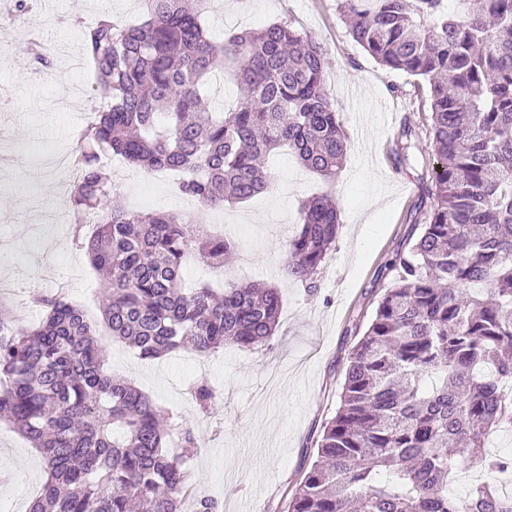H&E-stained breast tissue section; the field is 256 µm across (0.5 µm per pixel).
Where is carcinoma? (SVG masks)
Masks as SVG:
<instances>
[{
  "label": "carcinoma",
  "mask_w": 512,
  "mask_h": 512,
  "mask_svg": "<svg viewBox=\"0 0 512 512\" xmlns=\"http://www.w3.org/2000/svg\"><path fill=\"white\" fill-rule=\"evenodd\" d=\"M210 0H142L135 25L102 21L84 33L100 104L75 151L70 203L96 220L86 244L106 275L102 321L144 360L226 344L260 349L279 325L278 289H187L195 251L216 272L233 242L183 214L122 206L101 155L182 174L179 192L222 209L266 192L261 160L283 147L310 172L336 175L348 147L324 92L321 46L290 23L222 43L202 16ZM345 0L353 40L381 65L428 85L436 159L415 242L353 347L336 415L288 512H512L496 483L448 496V476L471 460L488 472L512 458L486 453L512 427V0ZM225 74L237 105L211 112L209 79ZM286 273L307 291L334 250L339 223L327 194L304 202ZM35 326L0 312V420L39 449L48 477L30 512H184L192 427L166 424L141 389L105 370L96 326L62 294H38ZM210 414L219 396L192 387Z\"/></svg>",
  "instance_id": "cac0c4a2"
}]
</instances>
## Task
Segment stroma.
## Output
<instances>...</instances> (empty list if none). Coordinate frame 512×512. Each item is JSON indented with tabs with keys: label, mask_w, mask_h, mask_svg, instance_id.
I'll return each mask as SVG.
<instances>
[{
	"label": "stroma",
	"mask_w": 512,
	"mask_h": 512,
	"mask_svg": "<svg viewBox=\"0 0 512 512\" xmlns=\"http://www.w3.org/2000/svg\"><path fill=\"white\" fill-rule=\"evenodd\" d=\"M343 0H211L204 14L218 41L244 30L286 22L313 36L325 59V93L349 137L331 182L286 154L267 160L275 170L270 192L249 202L201 212L179 195L171 174L155 175L118 161L112 179L121 204L141 211L184 213L235 241L223 275L188 261V284L261 281L280 288L282 316L271 347L244 351L227 345L198 356L189 350L146 361L102 336L107 368L151 394L177 421L192 426L197 446L186 465L193 491L214 498L221 512H288L308 471L324 422L334 416L349 354L375 315L398 251L412 245L422 223L416 204L430 180V100L420 78L380 65L357 45ZM34 7L64 17L44 33L50 67L35 69L21 36L0 22V289L16 322L38 323L31 295L65 293L92 321L101 319V282L79 239L92 224L70 204L72 182L44 164L45 155L73 153L84 115L99 104L92 67L69 65L82 46V21L106 17L137 23L140 0H34ZM409 146L402 167L393 158ZM340 215L336 248L320 271L321 287L308 293L289 280L284 246L295 231L302 201L321 191ZM207 380L220 397L217 413L195 407L189 388ZM46 477L40 452L0 422V502L29 512Z\"/></svg>",
	"instance_id": "35a3bbf8"
}]
</instances>
